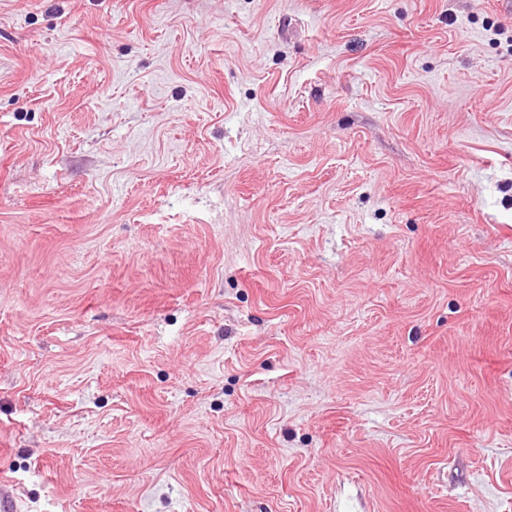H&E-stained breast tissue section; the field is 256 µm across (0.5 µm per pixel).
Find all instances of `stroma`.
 <instances>
[{
    "label": "stroma",
    "mask_w": 512,
    "mask_h": 512,
    "mask_svg": "<svg viewBox=\"0 0 512 512\" xmlns=\"http://www.w3.org/2000/svg\"><path fill=\"white\" fill-rule=\"evenodd\" d=\"M0 0V512H512V9Z\"/></svg>",
    "instance_id": "35a3bbf8"
}]
</instances>
